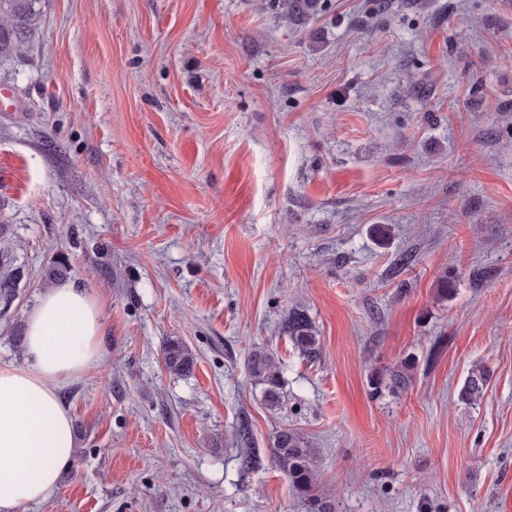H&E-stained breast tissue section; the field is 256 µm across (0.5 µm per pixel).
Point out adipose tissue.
Listing matches in <instances>:
<instances>
[{"instance_id":"1","label":"adipose tissue","mask_w":512,"mask_h":512,"mask_svg":"<svg viewBox=\"0 0 512 512\" xmlns=\"http://www.w3.org/2000/svg\"><path fill=\"white\" fill-rule=\"evenodd\" d=\"M103 308L62 281L27 311L24 362L0 364V512L47 499L74 456L73 428L56 390L102 357Z\"/></svg>"}]
</instances>
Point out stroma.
Returning a JSON list of instances; mask_svg holds the SVG:
<instances>
[{
    "mask_svg": "<svg viewBox=\"0 0 512 512\" xmlns=\"http://www.w3.org/2000/svg\"><path fill=\"white\" fill-rule=\"evenodd\" d=\"M266 3L38 0L0 56V362L48 266L103 304L101 366L58 390L72 464L23 512H306L285 428L330 512H512V0H324L302 26ZM258 347L286 365L274 412ZM409 355L413 385L372 395ZM281 328L303 357L309 361L320 358V336L310 316L301 306L289 310ZM162 360L169 373L182 376L193 370L196 355L182 339L170 337L163 342ZM489 373L481 366H473L458 392V400L465 405H476L484 397ZM272 454L274 464L288 478L292 487L308 496L310 509L325 512L321 499L314 494V484L320 475L317 459L312 448H307L304 439L293 430L283 429L276 436Z\"/></svg>",
    "mask_w": 512,
    "mask_h": 512,
    "instance_id": "stroma-1",
    "label": "stroma"
}]
</instances>
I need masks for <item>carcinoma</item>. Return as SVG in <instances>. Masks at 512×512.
I'll return each mask as SVG.
<instances>
[{
  "instance_id": "cac0c4a2",
  "label": "carcinoma",
  "mask_w": 512,
  "mask_h": 512,
  "mask_svg": "<svg viewBox=\"0 0 512 512\" xmlns=\"http://www.w3.org/2000/svg\"><path fill=\"white\" fill-rule=\"evenodd\" d=\"M37 0H0V55L21 51L27 39L28 25L36 14ZM268 6L288 22L298 26L315 18L322 10L321 0H269ZM15 270L0 276V303L10 305L16 293ZM295 349L310 361L321 356L320 336L313 321L300 306L289 310L282 324ZM162 360L167 371L173 375L191 372L196 355L186 342L170 337L163 342ZM248 369L256 384L262 387V400L266 408L276 411L281 408L284 394L285 363L272 351L265 348L253 350L248 357ZM415 362L407 357L386 370L373 369L368 375L372 394L384 392L401 393L414 380ZM489 383V373L481 366H473L458 392V400L465 405L481 401ZM273 462L288 478L292 487L308 496L313 512H323L322 502L314 494V484L319 478L317 459L312 449L295 431L284 429L276 436Z\"/></svg>"
}]
</instances>
